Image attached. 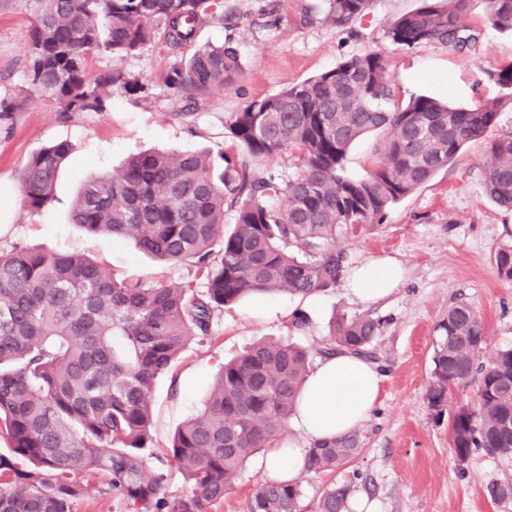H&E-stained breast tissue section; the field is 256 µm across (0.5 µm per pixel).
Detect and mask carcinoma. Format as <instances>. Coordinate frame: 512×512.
Returning <instances> with one entry per match:
<instances>
[{
  "label": "carcinoma",
  "instance_id": "obj_1",
  "mask_svg": "<svg viewBox=\"0 0 512 512\" xmlns=\"http://www.w3.org/2000/svg\"><path fill=\"white\" fill-rule=\"evenodd\" d=\"M370 0H328V19L344 26ZM471 0H422L393 19L384 37L404 48L442 45L470 52L480 29L466 22ZM486 25L512 31V0H483ZM215 0H50L30 32V85L60 111L104 112L119 91L134 95L140 80L119 69L87 77L97 54L127 57L159 39L173 55L166 85L190 100L229 88L243 74L230 44L191 55L198 30L222 20ZM512 88V64L487 72ZM512 112V95L462 108L429 95L401 100L384 56L353 55L287 89L249 102L228 133L252 159L299 153L301 167L280 185L252 177L247 161L200 152L144 151L84 181L72 223L91 235L132 239L166 263L188 264L195 278L146 282L118 277L80 252L15 246L0 250V512H74L85 487L100 479L129 512H208L224 501L249 459L283 437L305 376L317 358L350 353L377 359L382 321L342 315L313 346L259 341L224 361L202 409L155 448L151 394L196 343H214L224 307L257 295L309 296L336 287L347 252L336 241L380 220L401 199L447 168L468 143ZM384 130L380 162L366 178L346 174L352 144ZM71 154L67 141L42 148L21 174L27 208L52 197ZM483 193L512 210V133L487 140L480 171ZM281 198L272 208L269 196ZM237 206L224 224L225 202ZM512 280V245L494 256ZM426 398L443 411L452 390L477 382L475 405L448 413L460 461L476 451L512 454V348L484 354L485 324L457 302L439 322ZM362 451L353 431L310 449L307 470L334 472ZM176 462L192 487L167 494L166 475L146 477L147 460ZM488 496L512 501V481L491 482ZM351 487L327 488L313 512H348ZM246 512H301L296 482H263Z\"/></svg>",
  "mask_w": 512,
  "mask_h": 512
}]
</instances>
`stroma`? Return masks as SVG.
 <instances>
[{
	"instance_id": "obj_1",
	"label": "stroma",
	"mask_w": 512,
	"mask_h": 512,
	"mask_svg": "<svg viewBox=\"0 0 512 512\" xmlns=\"http://www.w3.org/2000/svg\"><path fill=\"white\" fill-rule=\"evenodd\" d=\"M224 20L202 27L198 45L232 42L244 73L230 88H216L196 105L165 87L171 54L162 41L122 59L98 55L89 70L119 69L136 76L146 94L114 96L103 112L66 114L50 98L30 88L26 47L29 31L46 0H0V96L18 99L21 109L0 119V186L9 185L13 221L0 231V250L14 245L56 252L80 251L118 275L183 281L188 265L160 266L132 242H113L86 234L71 224L72 201L87 178L112 171L130 155L146 149L203 150L212 160L231 154L228 126L251 100L279 91L333 68L347 57L381 52L401 99L429 94L461 105L503 96L486 71L512 62V33L483 28L476 49L459 53L434 45L405 49L389 43L384 29L420 0H371L365 13L339 27L327 18L326 0H219ZM73 146L54 196L36 212L22 200L20 177L26 161L47 144ZM484 140L465 146L453 163L430 182L387 210L377 223L345 240L350 266L388 257L401 279L387 298L365 304L350 299L345 282L323 294V313L302 333L288 325L298 298L275 297L276 317L254 314L250 303L225 308L219 343L193 346L177 377L159 378L152 390L155 438L166 445L175 429L202 406L212 378L224 359L255 340L292 336L304 346L328 332L339 313H372L384 329L375 348L383 377L381 397L359 428L362 452L328 474H301V505L310 512L332 483L352 487L351 503L374 505L375 512H512V503L491 501L492 480H512V456L475 452L459 461L451 446L447 415L429 407L426 391L432 372L436 325L457 300L481 315L486 350L512 347V280L494 265L499 247L512 243V212L487 198L480 169Z\"/></svg>"
}]
</instances>
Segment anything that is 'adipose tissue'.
Masks as SVG:
<instances>
[{
    "instance_id": "obj_1",
    "label": "adipose tissue",
    "mask_w": 512,
    "mask_h": 512,
    "mask_svg": "<svg viewBox=\"0 0 512 512\" xmlns=\"http://www.w3.org/2000/svg\"><path fill=\"white\" fill-rule=\"evenodd\" d=\"M399 268L389 258L353 268L347 290L353 298L375 302L389 296ZM382 377L375 364L345 354L321 359L306 376L290 419L291 437L267 449L262 461L265 479L295 481L306 469L314 444L357 430L370 417L381 394Z\"/></svg>"
}]
</instances>
